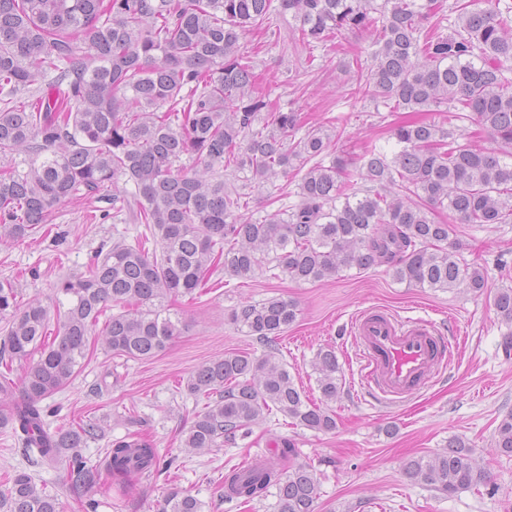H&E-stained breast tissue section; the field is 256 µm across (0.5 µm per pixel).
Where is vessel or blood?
Here are the masks:
<instances>
[{"label":"vessel or blood","instance_id":"b4317fda","mask_svg":"<svg viewBox=\"0 0 512 512\" xmlns=\"http://www.w3.org/2000/svg\"><path fill=\"white\" fill-rule=\"evenodd\" d=\"M362 346L360 380L377 400L397 402L424 387L446 360L447 343L425 319H399L381 308L362 311L352 324Z\"/></svg>","mask_w":512,"mask_h":512}]
</instances>
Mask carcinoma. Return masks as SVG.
<instances>
[{
    "mask_svg": "<svg viewBox=\"0 0 512 512\" xmlns=\"http://www.w3.org/2000/svg\"><path fill=\"white\" fill-rule=\"evenodd\" d=\"M445 9L455 16L449 33L435 22ZM286 12L310 50L330 35L368 34L370 64L356 62L352 98L436 118L393 127L389 151L366 144L360 179L352 178L346 160L328 158L330 134L297 136L301 114L255 91L244 41L257 30L273 34V16ZM511 61L512 0H0V238L26 243L63 199L104 202L112 213L103 216L127 214L144 227L132 244L115 231L84 271L58 279L69 307L50 343L49 306L22 302L15 284L0 280V365L22 369L17 381L0 373V429L18 438L31 466L67 459L69 489L96 512L87 493L102 479L149 475L157 458L150 443L130 438L105 449L103 467L90 466L81 449L100 439L101 426L50 428L42 402L71 381L90 336L103 337L115 356L150 359L180 333L158 311L166 299L195 298L217 273L250 278L263 256L279 270L275 278L321 282L345 268L385 265L400 283L482 292L484 272L467 263L454 225L438 214L458 224L512 222ZM463 120L501 150L459 144ZM21 153L30 156L22 170ZM290 171L301 175L299 201L261 221L246 216L247 182ZM494 306L512 323V287L498 290ZM297 312L273 297L232 313L266 351L226 354L187 380V394L206 406L184 432L185 448H221L275 411L314 431L336 429L328 409L342 388L335 351L322 349L312 362L319 404L280 358L276 339ZM275 448L288 467H236L224 475L230 495L252 500L274 487L277 512H316L312 466L295 461L286 439ZM494 448L512 457V414L499 423ZM402 470L448 495L487 479L459 437ZM0 499L8 512H63L58 495L25 471L8 479ZM201 508L177 487L159 501V512Z\"/></svg>",
    "mask_w": 512,
    "mask_h": 512,
    "instance_id": "obj_1",
    "label": "carcinoma"
}]
</instances>
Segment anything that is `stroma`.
<instances>
[{"label": "stroma", "instance_id": "1", "mask_svg": "<svg viewBox=\"0 0 512 512\" xmlns=\"http://www.w3.org/2000/svg\"><path fill=\"white\" fill-rule=\"evenodd\" d=\"M274 22L284 46L261 49V35L250 37L247 52L256 56L261 91L274 107L301 112L306 126L335 127L337 152L359 154L367 140L386 139L391 128L406 120L403 112L376 110L373 103L348 101L351 79L341 66L344 55L367 45L364 33H351L343 45L327 42L316 52L314 69L302 83H289L301 57L294 50L291 15ZM86 205L64 201L53 218L57 242L12 245L0 240V279L18 280L22 301L42 300L51 309H67L66 296L55 293L58 274L83 271L92 255L112 242V218L84 221ZM467 262L484 269L483 294L453 288H418L393 279L387 267L346 269L331 279L303 283L272 277L260 267L249 279H228L196 300L178 297L164 305L181 332L171 345L146 361L112 355L100 337L89 341L88 356L76 377L49 397L52 426H67L81 418L99 422L104 440L88 443L82 454L99 463L107 441L129 435L148 438L159 463L171 457L184 462L177 480L159 470L128 487L101 484L93 493L96 512H156L170 484L198 498L202 512H276L277 494L250 503L224 495V475L235 465L270 456V442L292 440L297 459L311 464L318 480L319 512H512V457L495 453V430L512 414V351L504 339L512 324L494 307L498 289L512 286V223L459 224L455 227ZM273 297L296 301L295 323L278 339L291 376L306 395L320 399L311 363L320 349L331 347L342 370V393L333 403L336 428L329 433L292 425L272 413L247 438L204 454L185 453L182 439L199 406L182 393L184 384L203 363L228 353L261 357L265 347L233 323V311L246 303ZM377 306L404 319L433 322L451 344L453 358L427 386L396 405L360 397L359 345L351 334L352 320ZM461 437L477 451L488 472L487 483L448 496L432 487L410 482L404 461L445 448ZM30 469L36 483L59 494L64 512H84L79 496L66 487V468H28L12 438L0 435V479Z\"/></svg>", "mask_w": 512, "mask_h": 512}]
</instances>
